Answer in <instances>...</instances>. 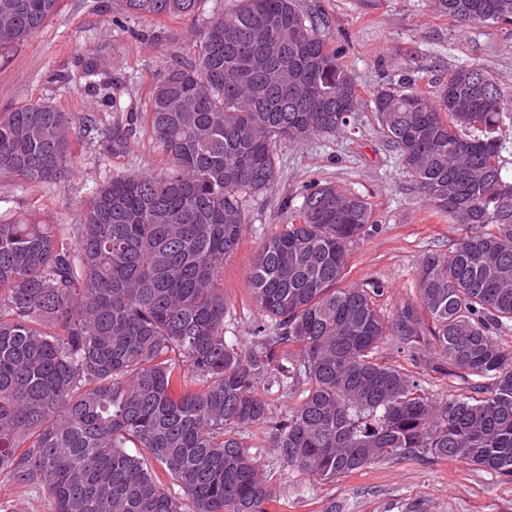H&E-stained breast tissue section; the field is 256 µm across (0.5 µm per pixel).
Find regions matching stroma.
I'll list each match as a JSON object with an SVG mask.
<instances>
[{
  "mask_svg": "<svg viewBox=\"0 0 512 512\" xmlns=\"http://www.w3.org/2000/svg\"><path fill=\"white\" fill-rule=\"evenodd\" d=\"M298 6L342 49L363 98L404 74L430 93L457 67L487 71L509 103L499 136L502 175L512 178V26L462 27L434 12L428 0H298ZM195 33L185 20L121 15L112 0H58L55 14L0 58V112L37 100L67 112L76 144L73 169L62 184L0 175V219L30 214L69 234L97 187L112 176L166 172L167 160L149 130L139 129L133 151L118 159L104 155L102 132L112 121L144 111L152 85L175 58L188 57ZM92 59L107 95L95 94L82 76V63ZM275 158L277 178L266 192L248 198L245 234L224 263L226 338L241 352L251 348L261 316L249 268L265 239L290 223L315 182L364 196L373 212L372 224L349 247L339 287L370 292L388 320L417 304L420 263L429 254H446L461 230L418 193L374 113H356L352 127L332 135L283 141ZM375 356L415 375L438 403L471 386L456 369L434 371L437 350L428 336L404 353L387 337ZM246 444L276 492L270 512H512V478L461 462L414 455L318 482L275 464L261 430H252ZM51 508L44 489L19 487L0 475V512Z\"/></svg>",
  "mask_w": 512,
  "mask_h": 512,
  "instance_id": "1",
  "label": "stroma"
}]
</instances>
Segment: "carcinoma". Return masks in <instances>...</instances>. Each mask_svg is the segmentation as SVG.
<instances>
[{
	"label": "carcinoma",
	"mask_w": 512,
	"mask_h": 512,
	"mask_svg": "<svg viewBox=\"0 0 512 512\" xmlns=\"http://www.w3.org/2000/svg\"><path fill=\"white\" fill-rule=\"evenodd\" d=\"M136 17L185 19L199 0H117ZM462 26H512V0H430ZM57 0H0V53L38 31ZM147 109L102 133L129 152L138 123L171 169L117 175L73 237L22 216L0 221V474L45 489L53 512H268L275 498L243 437L264 428L273 460L328 481L430 453L512 477V181L498 136L506 102L482 70L458 67L427 94L406 77L370 101L297 0H239L199 29ZM375 113L415 187L461 229L419 270V307L384 320L362 288H335L372 222L333 183L305 196L249 269L262 317L244 355L224 336V260L245 232L246 198L276 178L281 140L303 141ZM68 113L35 101L0 113V173L63 182ZM490 391L436 403L373 358L423 335ZM301 402L284 418L260 384ZM132 443L139 452H127ZM161 466L180 493L172 492Z\"/></svg>",
	"instance_id": "obj_1"
}]
</instances>
